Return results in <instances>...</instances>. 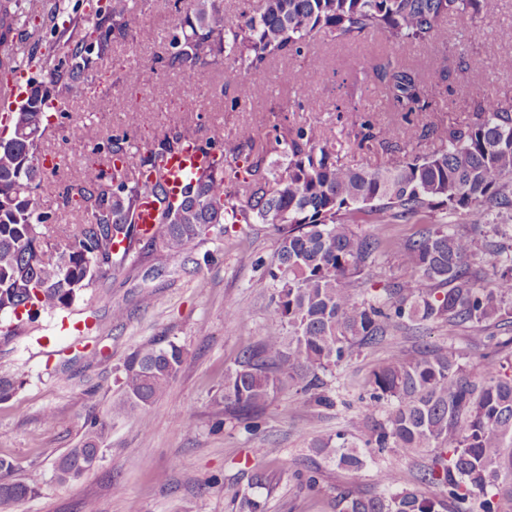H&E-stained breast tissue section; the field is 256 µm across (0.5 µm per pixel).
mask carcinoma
<instances>
[{"label":"carcinoma","mask_w":512,"mask_h":512,"mask_svg":"<svg viewBox=\"0 0 512 512\" xmlns=\"http://www.w3.org/2000/svg\"><path fill=\"white\" fill-rule=\"evenodd\" d=\"M177 2L185 15L171 33L163 66L195 75L230 59L224 74L242 98L252 93L243 76L262 77L270 60L301 53L317 34H379L394 47L427 44L446 19L466 33L478 20L493 22L498 9V0H263L259 16L242 22L224 15V0ZM32 11L33 0H0V75L12 77L22 66L40 71L11 114L10 136L0 137V317L9 318L0 326L1 347L39 330L98 280L124 270L137 244L144 243L162 268L190 245L224 234L228 220L269 224L279 235L268 269L273 322L224 376V413L246 421L252 432L261 409L284 387L327 401L319 393L322 375L379 344L405 319L486 328L512 315V256L493 265L494 287H486L474 261L494 249L477 224L469 230L433 224L415 237L387 242L410 277L392 283L379 300L353 292L385 240V225L438 209L512 208V107L488 94L470 95L474 112L468 123L434 126L438 149L418 156L401 148L374 169L350 164L345 145L328 142L315 125L286 128L259 146L249 133L225 147L219 137L199 139L202 155L221 161L201 167L176 201L167 196L165 163L194 137L189 128L169 126L141 154L126 136L102 145L81 133L93 157L79 176L64 182L58 201L83 223L65 239L52 238L55 210L40 189L67 161L44 167L38 141L50 126L47 112L96 81L115 43L134 39L135 12L125 0L117 7L107 0L74 17L58 4L53 18L67 35L62 58L20 59L8 47ZM362 76L383 83L391 110L413 128L435 111L427 84L406 66L376 61ZM393 139V128L369 121L355 135L360 148ZM233 177L240 183L237 192ZM144 194L154 201L157 230L151 236L133 221ZM355 211L376 215V234L357 233L349 220ZM488 341L477 377L453 349L396 351L372 372L369 399L385 411L365 445L405 455L431 450V467L415 480L440 493L395 490L394 473L385 471L382 493L347 488L337 497L338 512H512V352L503 355L505 343L492 336ZM183 361V348L164 339L131 353L121 368L117 412L134 416L152 405ZM108 433L105 420L89 416L81 448L63 457L73 467L87 466L90 455L104 454ZM314 448L349 469L363 465L355 450L331 437ZM268 484L266 472H255L253 491L238 497L237 512H265V499L254 489ZM12 486L14 494L0 498L1 509L38 496L42 482L31 474Z\"/></svg>","instance_id":"cac0c4a2"}]
</instances>
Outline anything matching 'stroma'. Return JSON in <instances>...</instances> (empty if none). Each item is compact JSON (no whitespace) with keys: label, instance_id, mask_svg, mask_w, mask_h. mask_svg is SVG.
I'll use <instances>...</instances> for the list:
<instances>
[{"label":"stroma","instance_id":"1","mask_svg":"<svg viewBox=\"0 0 512 512\" xmlns=\"http://www.w3.org/2000/svg\"><path fill=\"white\" fill-rule=\"evenodd\" d=\"M173 3L140 0L137 35L115 45L96 92L76 91L62 105L40 144L42 154L68 161L59 177L43 183L48 201L56 200L62 180L80 172L87 149L75 133L84 124L102 140L128 135L141 150L174 124L190 127L203 140L222 128L228 144L247 130L271 138L282 128L315 124L327 139L344 141L367 119L400 126V117L389 111L377 89L362 82L361 68L375 58L427 76L429 93L442 106L429 117L434 124L467 119L473 84L512 103V69L495 65L512 56V0H498L493 25L477 23L463 36L453 22H444L438 39L427 46L395 48L377 34L352 40L317 35L300 54L271 62L246 99L226 81L223 68L191 78L164 68L168 35L178 22ZM63 43L49 9L41 6L13 50L59 54ZM287 68L303 71V87L280 82ZM174 85L186 86L182 98L171 99ZM313 100L320 111L310 110ZM428 222L461 229L480 224L489 240L512 249V209L475 215L444 210ZM277 248L271 226L232 224L224 237L190 248V260L174 258L159 273L152 272L147 250H134L124 271L87 290L71 311L44 320L39 335L0 348V375L18 383L12 395L0 398V458L13 462L14 478L36 471L43 481L38 496L7 512H87L91 507L96 512H235V495L247 490L258 470L271 476L270 488L262 492L267 512H336V497L348 487L380 492L378 473L386 468L397 471L400 486H411L418 469L430 464L429 452L380 453L364 445L365 422L380 417L369 402L370 373L395 350L451 348L475 375L485 335L505 339L512 327L466 325L452 331L428 322L392 329L382 345L363 349L326 373L329 404L282 389L262 409L260 429L247 431L224 416V375L271 322L272 284L266 270ZM207 251L212 254L208 260L203 257ZM404 275L394 255L379 249L356 292L364 298L383 296ZM116 307L124 309L123 320H113ZM160 336L185 350L167 394L139 417L114 416L112 400L124 360ZM49 411L56 416L51 428L43 423ZM92 412L111 419L104 457L80 480L59 482L55 461L76 446ZM336 435L360 448V469H345L315 452V440ZM306 469L318 474L316 491L302 489L293 476Z\"/></svg>","mask_w":512,"mask_h":512}]
</instances>
